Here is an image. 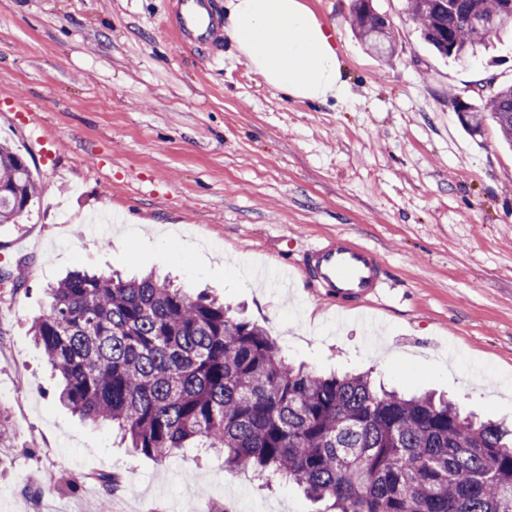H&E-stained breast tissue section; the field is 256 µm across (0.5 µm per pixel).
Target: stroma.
<instances>
[{
  "mask_svg": "<svg viewBox=\"0 0 512 512\" xmlns=\"http://www.w3.org/2000/svg\"><path fill=\"white\" fill-rule=\"evenodd\" d=\"M336 35L344 98L267 87L231 42L206 60L169 31L172 0H0V142L27 160L39 195L0 224V512H317L284 482L229 470L194 449L136 454L56 399L31 333L47 287L80 268L156 273L208 291L266 330L306 370L367 372L405 395L512 422V150L494 125L473 136L457 101L512 82V34L495 64L462 66L420 38L403 0H374L399 42L379 62L350 0H304ZM147 224L151 234L133 235ZM347 234L384 257L391 294L347 308L298 263ZM54 475L47 485L46 475ZM117 476L104 493L98 475Z\"/></svg>",
  "mask_w": 512,
  "mask_h": 512,
  "instance_id": "35a3bbf8",
  "label": "stroma"
}]
</instances>
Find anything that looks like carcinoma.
Instances as JSON below:
<instances>
[{"label": "carcinoma", "mask_w": 512, "mask_h": 512, "mask_svg": "<svg viewBox=\"0 0 512 512\" xmlns=\"http://www.w3.org/2000/svg\"><path fill=\"white\" fill-rule=\"evenodd\" d=\"M404 10L455 60L512 31L508 0H404ZM350 21L371 55H395L372 0H353ZM488 88L458 104L460 123L475 135L492 121L512 147V84ZM36 198L28 162L0 144V224ZM50 298L32 333L62 380L60 402L138 454L208 448L230 470L297 484L322 512H512V438L495 421L365 374L297 369L258 325L153 274L73 272Z\"/></svg>", "instance_id": "obj_1"}]
</instances>
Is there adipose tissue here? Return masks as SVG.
Instances as JSON below:
<instances>
[{
    "instance_id": "1",
    "label": "adipose tissue",
    "mask_w": 512,
    "mask_h": 512,
    "mask_svg": "<svg viewBox=\"0 0 512 512\" xmlns=\"http://www.w3.org/2000/svg\"><path fill=\"white\" fill-rule=\"evenodd\" d=\"M224 33L272 90L294 100L343 97L336 41L302 0H227Z\"/></svg>"
}]
</instances>
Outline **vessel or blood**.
<instances>
[{
  "instance_id": "obj_1",
  "label": "vessel or blood",
  "mask_w": 512,
  "mask_h": 512,
  "mask_svg": "<svg viewBox=\"0 0 512 512\" xmlns=\"http://www.w3.org/2000/svg\"><path fill=\"white\" fill-rule=\"evenodd\" d=\"M214 30L208 0H178L174 26L177 42L191 43L198 55L210 58L217 51ZM382 263L376 250L343 235L317 242L305 259L317 295L340 302L380 297L385 291Z\"/></svg>"
}]
</instances>
